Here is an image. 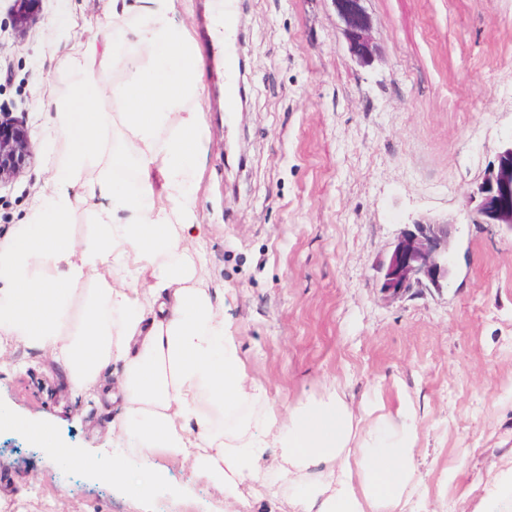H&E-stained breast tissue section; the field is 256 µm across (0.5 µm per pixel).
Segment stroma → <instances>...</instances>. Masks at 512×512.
<instances>
[{"mask_svg":"<svg viewBox=\"0 0 512 512\" xmlns=\"http://www.w3.org/2000/svg\"><path fill=\"white\" fill-rule=\"evenodd\" d=\"M175 0L203 63L198 276L224 294L248 380L280 412L343 390L361 428L409 403L420 475L413 512H481L512 467V231L466 204L512 138V0H362L376 48L354 56L333 0ZM0 0V111L23 117L34 156L0 187V238L23 223L57 165L49 102L73 92V47L120 36L112 0H41L16 32ZM241 63L234 80L226 54ZM246 100L224 112L229 86ZM417 218L457 227L447 288L388 300L375 267ZM0 512H294L245 480L238 498L193 460L129 453L120 400L72 390L43 350L0 357ZM80 454L71 474L46 445ZM121 455L160 478L103 481Z\"/></svg>","mask_w":512,"mask_h":512,"instance_id":"obj_1","label":"stroma"}]
</instances>
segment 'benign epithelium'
I'll use <instances>...</instances> for the list:
<instances>
[{
  "mask_svg": "<svg viewBox=\"0 0 512 512\" xmlns=\"http://www.w3.org/2000/svg\"><path fill=\"white\" fill-rule=\"evenodd\" d=\"M41 0H12L13 24L24 31L34 20ZM345 22V35L355 55L370 57L373 45L368 18L361 0H333ZM33 154L26 124L8 112L0 113V184L20 174ZM512 197V140L498 155V163L484 173L471 196L475 207L467 208L472 224L495 223L512 231V205L501 202ZM455 225L422 219L406 225L389 247L377 273L382 293L399 299L415 288L442 290L451 277Z\"/></svg>",
  "mask_w": 512,
  "mask_h": 512,
  "instance_id": "benign-epithelium-1",
  "label": "benign epithelium"
}]
</instances>
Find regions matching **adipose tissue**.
<instances>
[{
	"label": "adipose tissue",
	"mask_w": 512,
	"mask_h": 512,
	"mask_svg": "<svg viewBox=\"0 0 512 512\" xmlns=\"http://www.w3.org/2000/svg\"><path fill=\"white\" fill-rule=\"evenodd\" d=\"M112 8L130 39L104 55L86 42L68 69L94 92L100 63L122 67L112 94L125 110L98 112L85 99L54 104L58 167L26 223L0 240V349L48 351L79 393L106 390L103 370L123 362L120 427L132 453L194 458L199 476L232 492L257 478L271 448L281 482L298 486L296 512H404L416 481L409 406L361 434L339 387L284 416L262 385L246 384L230 323L199 284L183 235L197 221L201 56L170 19L174 0H114ZM118 122L128 134L113 164L136 160L135 197L107 177L85 179ZM155 170L164 177L160 202ZM81 185L100 204L80 242L69 216Z\"/></svg>",
	"instance_id": "1"
}]
</instances>
